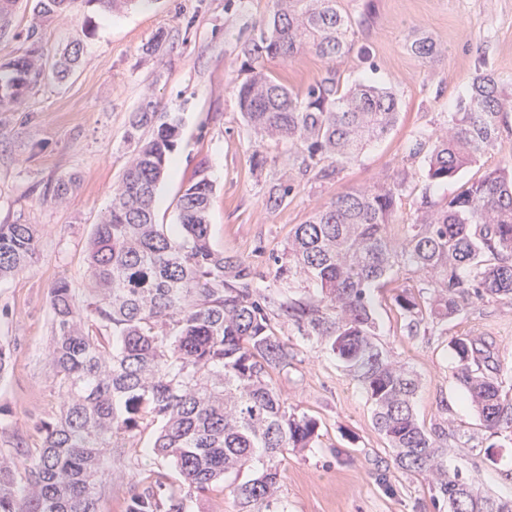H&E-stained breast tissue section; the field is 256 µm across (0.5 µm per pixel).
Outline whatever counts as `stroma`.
<instances>
[{"label": "stroma", "mask_w": 512, "mask_h": 512, "mask_svg": "<svg viewBox=\"0 0 512 512\" xmlns=\"http://www.w3.org/2000/svg\"><path fill=\"white\" fill-rule=\"evenodd\" d=\"M344 13L364 18L356 27L358 44L369 48L377 74L400 101V119L388 137L371 146L333 180L301 182L295 196L276 209L269 192L288 177V164L275 142L255 147L238 112L233 88L241 83V46L265 18L270 0H156L105 14L77 0L43 29L47 60H55L73 41H81L80 62L63 82L45 76L20 107L0 111V224L35 225L37 258L13 277L0 280V344L14 355L0 375V454L12 456L17 442L34 443V423L52 420L59 401L51 391L46 360L50 342L49 290L65 279L74 287L88 281L87 245L112 200L131 147L125 131L132 112L147 100L181 119V136L155 196L157 223L178 224L177 201L199 178L214 195L211 241L229 255L251 262L269 289H284L290 300L310 297L308 282L282 287L274 278V259L282 255L295 225L336 195L398 177L403 196L393 226L402 233L423 192L433 199L456 193L461 184L512 159V111L494 151L465 169L458 180L428 187L423 157L409 154L414 131L440 126L473 76L495 73L512 95V0H339ZM427 32L444 53L427 62L408 48L412 30ZM165 39L153 55L144 46L157 34ZM265 68L295 93L325 72L310 52L288 60L266 61ZM263 165H256V156ZM73 181L64 203L52 190L59 178ZM424 282L401 271L396 283L376 291L381 331L378 342L408 362L420 380L415 411L421 424L447 422L448 465L463 470L483 491L512 498L502 475L512 468V443L489 436L455 378L451 338L474 336L512 354V303L476 301L449 321L443 332L411 334L407 317L394 305L397 287L419 293ZM277 335L290 338L298 355L272 381L289 406L319 422V445L288 449L281 461L280 496L288 512H448L421 476L395 469L392 452L376 430L372 412L355 381L329 353L310 350L296 330L274 320ZM155 427H142L123 459L112 461V484L99 512H127L133 493L150 483V472L178 483L174 468L159 461L145 465L142 451ZM344 457H337L336 449ZM250 471L229 476L227 485L193 495L189 512H239L232 488Z\"/></svg>", "instance_id": "obj_1"}]
</instances>
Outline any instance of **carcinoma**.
Listing matches in <instances>:
<instances>
[{
	"label": "carcinoma",
	"instance_id": "1",
	"mask_svg": "<svg viewBox=\"0 0 512 512\" xmlns=\"http://www.w3.org/2000/svg\"><path fill=\"white\" fill-rule=\"evenodd\" d=\"M38 21L22 34L23 55L0 62V109L15 107L43 77L44 23L77 0H33ZM108 13L154 0H83ZM267 20L241 49L248 77L236 88L237 108L256 143L272 140L298 174L335 178L397 125L395 91L370 76L348 87L335 63L357 53L370 71L367 47H355V20L338 0H271ZM16 0H0V37L9 36ZM424 61L443 54L428 35L409 39ZM304 51L329 63L299 96L270 75L264 61ZM82 52L78 42L55 60L62 82ZM512 109L489 71L472 79L448 121L413 135L410 155L423 156L430 185L439 187L497 146L503 113ZM180 121L148 101L125 132L133 145L112 202L89 241V279L78 290L67 280L50 289L52 336L46 358L59 414L35 426L40 444L19 457H0V512H98L112 474L105 461L125 454L146 422L158 432L145 455L172 464L180 483L162 475L132 498L129 512H186L192 493L244 469L255 477L233 488L242 512H273L282 480L280 455L315 448L318 421L287 405L272 374L297 352L276 336L282 317L312 348L336 357L371 406L377 431L395 466L425 477L449 512H512V498L482 494L462 470H448V429H428L415 413L419 379L377 343L374 293L394 269L426 283L418 296L401 291L394 304L410 318L409 331H440L475 300L512 301V160L437 201L425 192L400 237L390 233L404 182L386 179L321 206L296 225L278 277L315 284L316 298H283L259 284L247 260L211 243L213 186L201 178L178 199L179 224H158L154 198L180 138ZM295 176L276 185L266 205H283ZM39 247L32 224H0V280L23 270ZM448 346L454 375L483 427L512 441V398L503 393L500 358L477 338Z\"/></svg>",
	"mask_w": 512,
	"mask_h": 512
}]
</instances>
